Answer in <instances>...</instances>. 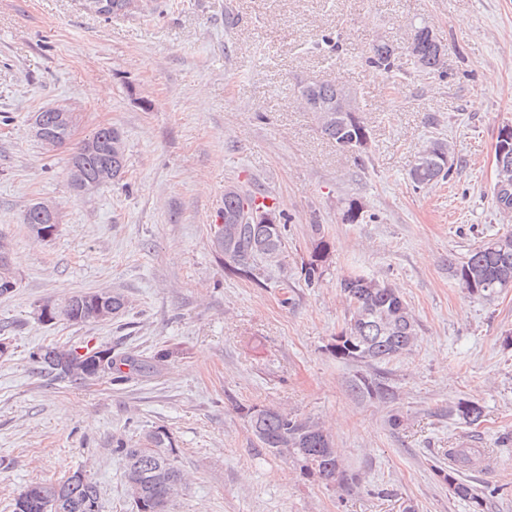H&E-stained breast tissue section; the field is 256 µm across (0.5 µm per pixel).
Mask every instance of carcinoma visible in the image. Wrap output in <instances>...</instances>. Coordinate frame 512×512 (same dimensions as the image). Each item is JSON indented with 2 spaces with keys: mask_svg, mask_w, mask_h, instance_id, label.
<instances>
[{
  "mask_svg": "<svg viewBox=\"0 0 512 512\" xmlns=\"http://www.w3.org/2000/svg\"><path fill=\"white\" fill-rule=\"evenodd\" d=\"M428 27H415L408 49L416 62L429 74L443 75L441 56L444 45L428 38ZM396 49L388 43L372 46L366 58L367 65L388 77L396 74ZM309 95L321 106L330 105L336 97V83L323 81L306 88ZM39 117L46 132L57 139L58 146L67 145L73 128L63 127L57 120L54 108H45ZM321 133L340 150L356 143L368 142L369 131L362 117L347 115L339 120L322 119ZM122 139L120 131L112 126L100 127L83 139L68 159V179L74 182V164L91 174L106 157L111 141ZM450 155V147L435 142L424 150L410 172V179L417 187H426L448 177L450 168L444 166L443 157ZM507 169L504 177L511 182L506 192L494 190V203L500 213L512 214V143L504 155ZM264 195L258 187L245 191L224 188V248L216 255L224 265V272L248 280L258 287L265 286L263 265L273 263L285 247L288 224L280 212H264L254 208L257 197ZM316 239L310 258L302 264L301 276L308 288L319 285L323 264L330 253V242L321 235L320 226L314 228ZM507 235H497L469 252L464 260H448L449 269L459 284L469 294L488 298L503 288H512V242ZM340 288L349 304V316L344 327L335 336L332 352L336 357L373 367L388 363L412 351L417 322L412 310L399 289L385 280L360 274H350L340 280ZM111 303L112 313L118 317L125 313L129 301L119 291H84L57 303L46 301L51 317L37 319L47 325L64 320L72 324L97 321V300ZM71 347L49 344L33 353L32 360L40 369L73 384L84 379L74 375L68 364ZM174 356V351L160 349L153 356L142 359L130 353H112V371L107 373L114 385H121L144 374L156 373ZM359 390L381 401L391 398L390 387L382 380L363 378ZM453 412L465 423L478 425L482 421V406L459 400ZM246 417L252 434L260 447L275 456H284L299 465L301 473L325 484L347 482L341 468L333 441L318 423L291 412L273 407L252 406ZM481 449L460 448L455 465L448 467L443 480L448 490L461 498H468L483 507L473 487L459 478L457 472L479 461ZM112 454L123 461L124 484L137 474L141 479L143 507L137 512H169L173 499L182 490L183 476L177 464L175 446L169 432L157 427L145 433L143 442L131 444L122 438L112 440ZM60 499L89 500L98 504L96 483L89 477L72 476L58 483H36L24 487L14 500V505L24 501L25 512H53V502Z\"/></svg>",
  "mask_w": 512,
  "mask_h": 512,
  "instance_id": "carcinoma-1",
  "label": "carcinoma"
}]
</instances>
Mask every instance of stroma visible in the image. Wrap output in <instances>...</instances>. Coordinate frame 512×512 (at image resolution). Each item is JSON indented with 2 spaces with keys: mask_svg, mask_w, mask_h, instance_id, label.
Masks as SVG:
<instances>
[{
  "mask_svg": "<svg viewBox=\"0 0 512 512\" xmlns=\"http://www.w3.org/2000/svg\"><path fill=\"white\" fill-rule=\"evenodd\" d=\"M421 24L446 46L445 77L407 50ZM381 39L398 52L392 78L366 64ZM308 79L356 91L365 148L321 134L297 98ZM50 106L76 112L72 143L122 132L121 180L73 190L68 150L30 132ZM506 125L512 0H159L153 17L112 20L82 0H0V239L17 281L0 296V512L27 485L77 470L97 483L99 512H131L112 440L157 426L187 480L169 512H473L440 476L452 448L490 449L461 476L484 512H512V288L479 298L448 271L507 228L493 200ZM435 141L452 148L451 174L415 187L409 172ZM249 183L289 218L264 288L225 277L211 242L225 186ZM39 200L59 212L48 241L22 222ZM316 224L331 251L309 288L300 268ZM352 273L401 291L418 324L409 354L376 367L332 354ZM94 290L121 291L128 311L86 325L33 314ZM52 343L178 355L123 385H74L33 363ZM375 375L392 399L358 390ZM461 399L483 407L480 424L452 415ZM256 405L320 423L353 484L308 479L260 448L245 418Z\"/></svg>",
  "mask_w": 512,
  "mask_h": 512,
  "instance_id": "35a3bbf8",
  "label": "stroma"
}]
</instances>
